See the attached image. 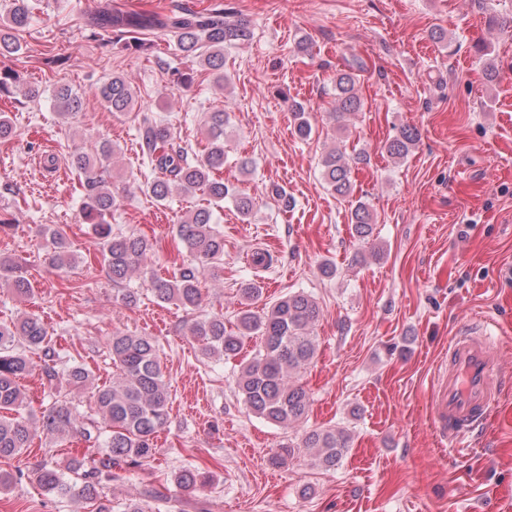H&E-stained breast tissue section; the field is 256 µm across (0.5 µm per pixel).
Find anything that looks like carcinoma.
<instances>
[{
    "label": "carcinoma",
    "instance_id": "1",
    "mask_svg": "<svg viewBox=\"0 0 512 512\" xmlns=\"http://www.w3.org/2000/svg\"><path fill=\"white\" fill-rule=\"evenodd\" d=\"M27 0H11L6 14L0 16V56L20 50L17 34L30 21ZM85 25L95 35L102 32L116 44L128 49L146 50L151 44L139 35L149 33L157 40L171 43L192 62L215 74V83L224 87V49L250 39L251 31L242 20H227L224 9L197 13L181 4L173 5L170 14L123 13L102 9L91 14ZM356 75L340 71L336 75V112H357L361 101L355 92ZM104 106L113 113L135 109L137 95L124 76L114 74L97 87ZM60 115L70 117L82 110L83 97L69 85L54 90ZM295 134L306 140L312 125L304 107L292 106ZM207 147L202 157H192L188 149L171 142L168 127L149 119L139 128V148L145 165L143 192L156 202L166 201L172 192L207 196V204L185 215L178 224L177 235L194 263L172 278L151 277L150 288L164 302H175L188 310L201 306L200 277L224 257V235L214 227L213 208L221 206L229 189L214 178L224 168V127L222 112H209L205 119ZM418 141V131L402 125L384 149L396 159L408 156ZM116 150L108 141L99 142L92 154L76 152L70 166L78 174L84 189L81 207L85 223L92 225L103 263L118 284L143 273L152 244L141 237L112 233L107 217L116 206L112 181L105 162ZM319 165L329 190L341 198L351 197V166L344 153L336 148L321 154ZM352 237L360 242L369 239L376 218L369 206L357 200L350 207ZM51 244V267L70 268L76 258L70 250L65 230L52 227L46 231ZM0 286L17 295L28 291L23 268L9 260H0ZM261 290L249 282L242 286V308L236 330L224 327V316L204 315L191 325V334L203 342L208 357L234 356L247 340L258 337L259 348L244 363L236 385L244 404L256 415L274 425L301 421L308 410L310 396L295 380L314 358L316 347L312 328L321 316L318 302L303 292L280 299L260 313L252 302ZM42 354L41 385L55 394L52 404L39 420V427L25 415V394L20 380L33 369L31 355ZM109 354L117 374L112 383L95 387L91 412L82 414L71 401L60 398L62 385L83 386L93 379L82 364H72L53 350L52 336L36 315L16 321L0 322V457L18 456L30 444L36 431L51 438L74 435L94 453L86 460L72 459L65 469L41 467L36 476L39 485L60 498H78L96 505L95 512H111L102 502V488L113 478L112 469L123 464L142 466L154 455V439L168 421L170 391L157 342L147 336L116 332L109 342ZM350 434L334 427L306 432L302 447L311 451L314 464L326 469L336 466L349 447ZM178 482L195 489L207 483V476L186 467Z\"/></svg>",
    "mask_w": 512,
    "mask_h": 512
}]
</instances>
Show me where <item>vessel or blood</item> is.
Instances as JSON below:
<instances>
[{
    "label": "vessel or blood",
    "mask_w": 512,
    "mask_h": 512,
    "mask_svg": "<svg viewBox=\"0 0 512 512\" xmlns=\"http://www.w3.org/2000/svg\"><path fill=\"white\" fill-rule=\"evenodd\" d=\"M485 319L459 328L448 339V358L430 382L428 414L436 443L457 459L489 428L492 410L512 376L502 373Z\"/></svg>",
    "instance_id": "vessel-or-blood-1"
}]
</instances>
